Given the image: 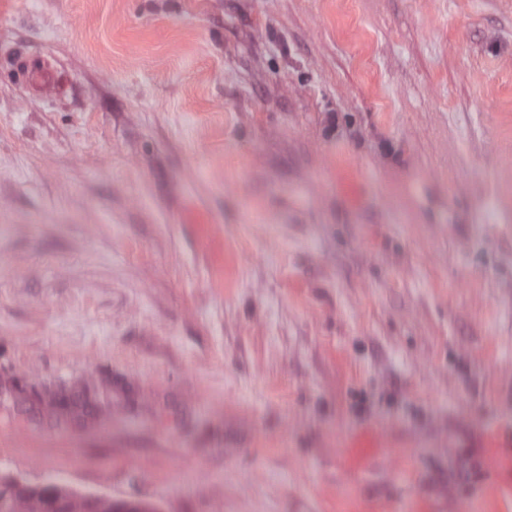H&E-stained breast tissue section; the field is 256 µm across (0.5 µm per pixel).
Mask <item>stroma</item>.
<instances>
[{
	"label": "stroma",
	"mask_w": 512,
	"mask_h": 512,
	"mask_svg": "<svg viewBox=\"0 0 512 512\" xmlns=\"http://www.w3.org/2000/svg\"><path fill=\"white\" fill-rule=\"evenodd\" d=\"M1 420L37 491L512 512V0H0Z\"/></svg>",
	"instance_id": "stroma-1"
}]
</instances>
